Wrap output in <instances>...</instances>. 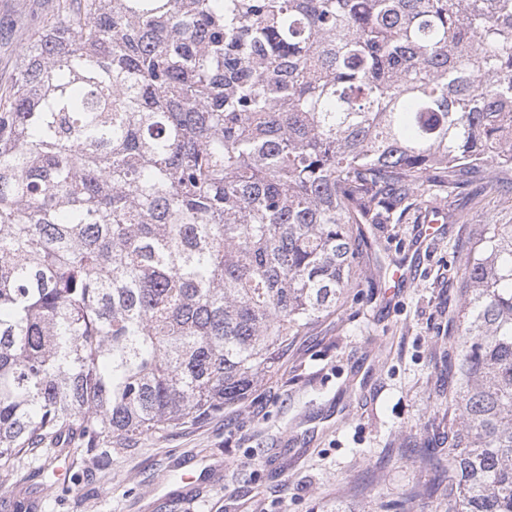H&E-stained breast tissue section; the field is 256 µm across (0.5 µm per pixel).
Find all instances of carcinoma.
Wrapping results in <instances>:
<instances>
[{"label": "carcinoma", "mask_w": 512, "mask_h": 512, "mask_svg": "<svg viewBox=\"0 0 512 512\" xmlns=\"http://www.w3.org/2000/svg\"><path fill=\"white\" fill-rule=\"evenodd\" d=\"M511 173L512 0H61L0 93V475L243 400L353 225ZM462 267L444 512H512V224Z\"/></svg>", "instance_id": "obj_1"}]
</instances>
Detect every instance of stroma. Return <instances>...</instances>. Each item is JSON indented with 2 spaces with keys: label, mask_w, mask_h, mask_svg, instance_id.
<instances>
[{
  "label": "stroma",
  "mask_w": 512,
  "mask_h": 512,
  "mask_svg": "<svg viewBox=\"0 0 512 512\" xmlns=\"http://www.w3.org/2000/svg\"><path fill=\"white\" fill-rule=\"evenodd\" d=\"M49 0H0V92L18 59L19 19ZM447 215L429 237L425 213ZM481 224H512V193L477 179L441 196L421 190L397 224H366L362 272L411 265L404 288L361 281L357 298L280 353L271 376L224 411L112 445L72 467L75 493L56 494L63 459L25 458L33 512H443L448 375L443 353L460 295L452 264Z\"/></svg>",
  "instance_id": "obj_1"
}]
</instances>
